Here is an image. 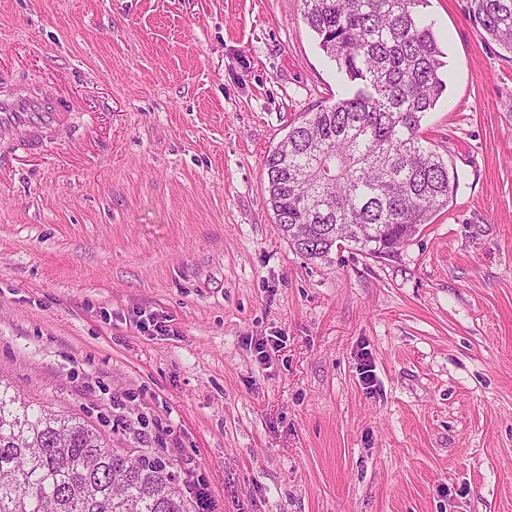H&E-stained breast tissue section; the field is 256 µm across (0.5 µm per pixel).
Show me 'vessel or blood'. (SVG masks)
<instances>
[{
	"instance_id": "1",
	"label": "vessel or blood",
	"mask_w": 512,
	"mask_h": 512,
	"mask_svg": "<svg viewBox=\"0 0 512 512\" xmlns=\"http://www.w3.org/2000/svg\"><path fill=\"white\" fill-rule=\"evenodd\" d=\"M70 110V105L52 94L1 100L0 132L25 133L24 148L32 151L51 140L65 124Z\"/></svg>"
}]
</instances>
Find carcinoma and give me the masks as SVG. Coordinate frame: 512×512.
Here are the masks:
<instances>
[{
  "label": "carcinoma",
  "instance_id": "carcinoma-1",
  "mask_svg": "<svg viewBox=\"0 0 512 512\" xmlns=\"http://www.w3.org/2000/svg\"><path fill=\"white\" fill-rule=\"evenodd\" d=\"M425 0H302L303 19L353 92L308 112L265 159L275 224L306 258L395 255L448 206L459 176L421 132L446 88ZM512 53V0H472ZM0 512H188L168 462L113 448L85 420L0 381Z\"/></svg>",
  "mask_w": 512,
  "mask_h": 512
}]
</instances>
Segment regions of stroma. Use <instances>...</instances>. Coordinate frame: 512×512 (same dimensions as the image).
Wrapping results in <instances>:
<instances>
[{
  "instance_id": "obj_1",
  "label": "stroma",
  "mask_w": 512,
  "mask_h": 512,
  "mask_svg": "<svg viewBox=\"0 0 512 512\" xmlns=\"http://www.w3.org/2000/svg\"><path fill=\"white\" fill-rule=\"evenodd\" d=\"M420 11L458 190L396 258L310 260L264 162L351 86L301 0H0V94L62 68L82 102L0 140V379L211 512H512V54Z\"/></svg>"
}]
</instances>
